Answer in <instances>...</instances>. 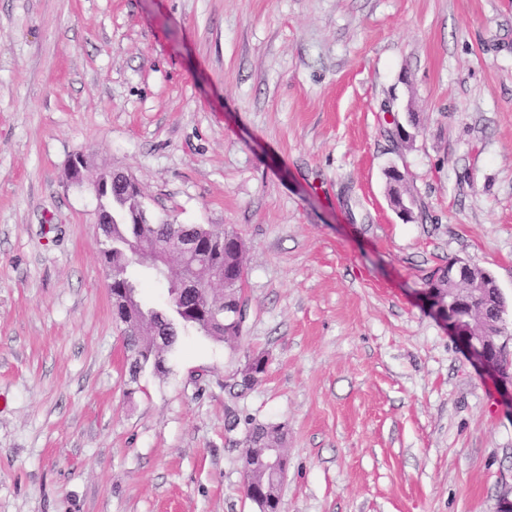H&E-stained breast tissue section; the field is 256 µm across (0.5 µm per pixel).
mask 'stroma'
<instances>
[{
    "label": "stroma",
    "mask_w": 512,
    "mask_h": 512,
    "mask_svg": "<svg viewBox=\"0 0 512 512\" xmlns=\"http://www.w3.org/2000/svg\"><path fill=\"white\" fill-rule=\"evenodd\" d=\"M112 170L151 221L241 237L236 346L190 328L131 376ZM454 260L512 351V0H0V512H255L249 418L288 430L282 512H498L512 400L425 298Z\"/></svg>",
    "instance_id": "1"
}]
</instances>
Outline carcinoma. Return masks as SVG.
Instances as JSON below:
<instances>
[{
    "label": "carcinoma",
    "instance_id": "cac0c4a2",
    "mask_svg": "<svg viewBox=\"0 0 512 512\" xmlns=\"http://www.w3.org/2000/svg\"><path fill=\"white\" fill-rule=\"evenodd\" d=\"M126 190L119 187L112 195L106 197L107 203L100 205L105 213L107 223L100 225L106 238L103 249V262L111 275L118 280V285L127 289L139 308L135 314L143 317L144 328L140 332H129L125 336V344L131 353V372L137 373L146 366H151L157 373L165 372L164 355L178 342L179 331L194 328L204 335L217 341L233 345L242 336V325L227 317V312L237 304L243 303L241 292L245 280L243 264L244 245L238 234L231 230L218 228L212 224H155L143 217L139 203L133 197L125 196ZM207 240L214 236H224V249L216 253L215 258L224 268V288L220 293L203 288L199 296L187 294L182 296L176 291L175 282L165 281L157 275L150 264L146 251L165 248L176 236L182 233ZM143 266L150 280L165 281L169 303L162 310L149 308L139 296L138 280L134 279L129 269ZM211 298L218 304L211 315L189 316L185 307L196 300ZM425 297L432 306L449 308L454 314L464 315L466 311L457 307L453 294L448 292L444 275L435 273L428 283ZM501 295L495 288H488L472 298V306L484 307L491 311L499 305ZM269 363L268 356L254 353L240 369V375L261 380L265 375V367ZM247 430L244 444L247 448H264L271 443H285V431L281 425L259 424L246 420ZM255 477L262 481L265 489L256 487L248 480L244 492L256 507L257 512H275L280 498V488L276 478L269 473L255 470Z\"/></svg>",
    "mask_w": 512,
    "mask_h": 512
}]
</instances>
